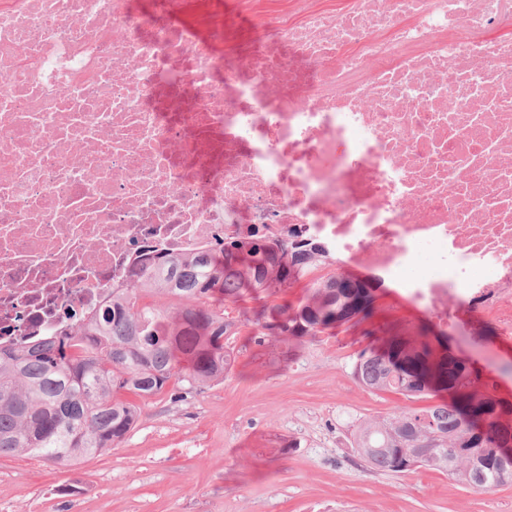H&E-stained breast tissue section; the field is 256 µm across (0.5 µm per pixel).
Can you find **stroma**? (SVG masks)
<instances>
[{
    "label": "stroma",
    "mask_w": 512,
    "mask_h": 512,
    "mask_svg": "<svg viewBox=\"0 0 512 512\" xmlns=\"http://www.w3.org/2000/svg\"><path fill=\"white\" fill-rule=\"evenodd\" d=\"M376 295L372 320L298 342L240 326L223 380L190 390L171 380L141 401L118 447L76 467L0 457V512H512V480L482 492L426 467L387 473L354 448L359 421L436 402L356 380L369 330L447 333L449 351L479 371V391L512 402V337L496 315L475 334L391 282Z\"/></svg>",
    "instance_id": "obj_1"
}]
</instances>
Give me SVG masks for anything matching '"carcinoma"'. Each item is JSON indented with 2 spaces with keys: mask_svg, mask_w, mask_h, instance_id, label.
<instances>
[{
  "mask_svg": "<svg viewBox=\"0 0 512 512\" xmlns=\"http://www.w3.org/2000/svg\"><path fill=\"white\" fill-rule=\"evenodd\" d=\"M327 259L316 242L270 240L255 228L192 257H151L152 268L112 289L101 309L69 315L68 325L42 342L0 349V456L73 467L103 454L141 413L117 393L146 399L174 378L192 388L224 378L227 340L242 324L286 342L371 318L376 286L346 274L314 276ZM305 279L298 306L269 301ZM246 296L260 305L236 317L222 306ZM367 338L353 366L365 388L408 398L448 393L423 410L360 421L355 448L371 467L406 473L425 466L477 491L512 480L505 460L511 402L474 391L480 374L441 341L400 333Z\"/></svg>",
  "mask_w": 512,
  "mask_h": 512,
  "instance_id": "obj_1",
  "label": "carcinoma"
}]
</instances>
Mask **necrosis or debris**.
Masks as SVG:
<instances>
[{"instance_id": "obj_1", "label": "necrosis or debris", "mask_w": 512, "mask_h": 512, "mask_svg": "<svg viewBox=\"0 0 512 512\" xmlns=\"http://www.w3.org/2000/svg\"><path fill=\"white\" fill-rule=\"evenodd\" d=\"M209 2L0 0V345L252 227L512 322V0Z\"/></svg>"}]
</instances>
